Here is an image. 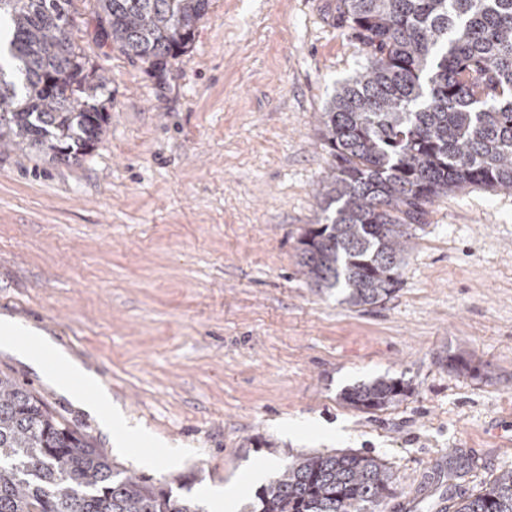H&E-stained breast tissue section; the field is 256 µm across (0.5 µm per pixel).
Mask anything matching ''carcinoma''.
Listing matches in <instances>:
<instances>
[{
	"instance_id": "carcinoma-1",
	"label": "carcinoma",
	"mask_w": 512,
	"mask_h": 512,
	"mask_svg": "<svg viewBox=\"0 0 512 512\" xmlns=\"http://www.w3.org/2000/svg\"><path fill=\"white\" fill-rule=\"evenodd\" d=\"M74 0H0V145L55 162L84 155L109 115L106 78L71 38ZM210 0H95V37L162 66L187 51ZM366 49L322 113L336 160L322 222L299 265L352 307L400 290L408 229L434 198L469 186L512 193V0H338ZM379 378L345 394L358 408L406 395ZM378 460L354 452L293 459L250 512H367L391 492ZM0 512H203L188 496L127 473L26 386L0 375ZM455 512H512V470Z\"/></svg>"
}]
</instances>
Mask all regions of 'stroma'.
I'll return each instance as SVG.
<instances>
[{
    "mask_svg": "<svg viewBox=\"0 0 512 512\" xmlns=\"http://www.w3.org/2000/svg\"><path fill=\"white\" fill-rule=\"evenodd\" d=\"M72 30L109 79L105 134L66 163L0 147V315L95 367L152 444L113 448L98 420L16 358L25 384L113 463L203 500L259 464L353 451L412 497L448 461L449 502L512 469V194L436 198L413 226L401 288L365 308L301 272L335 160L321 114L366 63L337 0H211L166 70ZM409 392L359 409L381 376ZM408 389L400 379L382 377L353 387L345 394V401L363 409L381 408L406 395Z\"/></svg>",
    "mask_w": 512,
    "mask_h": 512,
    "instance_id": "stroma-1",
    "label": "stroma"
}]
</instances>
